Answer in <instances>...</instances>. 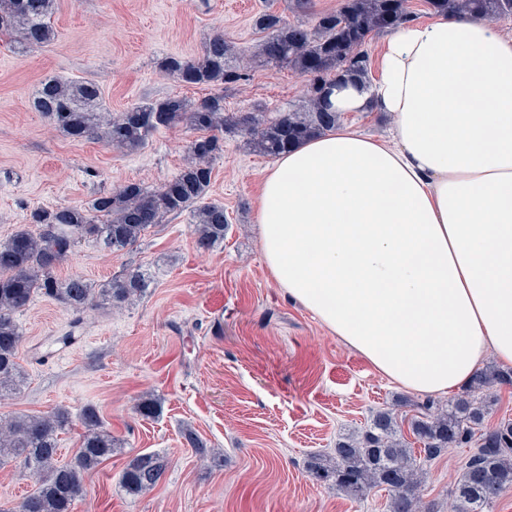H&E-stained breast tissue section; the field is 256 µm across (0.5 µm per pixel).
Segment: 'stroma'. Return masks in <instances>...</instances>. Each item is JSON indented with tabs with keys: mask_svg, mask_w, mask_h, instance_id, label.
I'll use <instances>...</instances> for the list:
<instances>
[{
	"mask_svg": "<svg viewBox=\"0 0 512 512\" xmlns=\"http://www.w3.org/2000/svg\"><path fill=\"white\" fill-rule=\"evenodd\" d=\"M343 2L308 0L303 12L297 0H56L52 44L22 53L0 36V241L35 209L82 205L128 182L153 189L186 162L192 135L181 126L158 130L132 153L66 137L31 106L43 79L94 82L114 113L169 95L195 101L212 88L162 75L163 60L200 57L217 33L240 59L262 39L257 13L294 23ZM305 84L288 68L257 67L249 81L224 86V110L274 118L299 104ZM271 163L241 135H225L205 200L223 205L229 226L211 251L197 250L185 213L148 229L129 251L81 242L56 270L103 284L141 267L149 286L133 304L77 314L39 295L17 314L27 384L0 405V417L67 410L60 445L68 460L91 404L117 443L85 475L73 512H389L386 490L351 498L312 479L309 463L360 435L378 410L410 417L419 404L444 407L449 398L399 387L276 285L256 223ZM144 397L158 400L155 418L137 413ZM188 429L220 454L221 466L199 460L183 438ZM151 451L168 460L163 479L128 494L120 484L128 457ZM470 454L451 448L427 462L420 496L434 512H448ZM34 487L21 462L0 467V512Z\"/></svg>",
	"mask_w": 512,
	"mask_h": 512,
	"instance_id": "stroma-1",
	"label": "stroma"
}]
</instances>
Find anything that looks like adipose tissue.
I'll list each match as a JSON object with an SVG mask.
<instances>
[{
  "label": "adipose tissue",
  "mask_w": 512,
  "mask_h": 512,
  "mask_svg": "<svg viewBox=\"0 0 512 512\" xmlns=\"http://www.w3.org/2000/svg\"><path fill=\"white\" fill-rule=\"evenodd\" d=\"M336 112L393 116L278 156L258 201L274 280L405 390L512 366V38L452 15L401 24ZM342 122L375 137L386 136L392 127V118L381 112H363L357 115L345 116Z\"/></svg>",
  "instance_id": "adipose-tissue-1"
}]
</instances>
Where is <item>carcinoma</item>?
<instances>
[{
	"instance_id": "carcinoma-1",
	"label": "carcinoma",
	"mask_w": 512,
	"mask_h": 512,
	"mask_svg": "<svg viewBox=\"0 0 512 512\" xmlns=\"http://www.w3.org/2000/svg\"><path fill=\"white\" fill-rule=\"evenodd\" d=\"M436 13H451L489 21L512 13V0H426ZM55 0H0V32L13 33L25 49L51 44ZM410 0H345L336 11L312 21L287 23L264 12L255 26L264 33L252 65L286 67L308 77L302 103L266 120L255 112L224 113V99L192 102L177 95L135 106L114 115L103 110L100 89L91 82L57 78L41 81L32 97L35 111L51 118L60 131L75 140H97L135 152L160 128L182 126L198 133L187 146L183 169L158 188L127 183L103 193L88 206L62 205L37 209L31 224L0 243V402L22 391L24 373L18 362L23 341L15 315L41 294L64 307L82 312L96 302L121 308L142 296L145 273L130 267L111 281L97 285L81 276L60 278L56 269L82 239L104 252L132 249L149 228L189 212L196 247L209 251L224 242L228 219L224 206L202 203L211 185L213 161L223 151L224 133L241 134L256 153L277 157L297 144L336 127L337 113L329 110L327 90L363 78L368 72L364 50L369 37L410 21ZM231 46L224 34L209 38L197 59L167 58L162 68L191 85H222L249 79L247 70L231 65ZM512 385V369L480 370L469 388ZM488 408L461 396L447 409L424 405L410 423L415 442L398 434V415L380 411L358 439L336 443L329 459L309 464L314 478L331 482L336 490L363 498L375 488L390 497V512H433L424 506L418 488L423 465L448 448L478 443L453 494L454 512H492L501 494L512 488V422L488 426ZM70 424L69 413L55 409L41 415L16 414L0 418V466L23 461L35 489L4 512H73L84 495V476L112 457L116 442L103 429L98 412L84 409L81 444L69 462L61 460L59 435ZM188 445L202 461L220 459L189 430ZM423 454L419 458L415 453ZM168 461L156 452L131 456L121 474L124 490L133 495L154 489L163 479Z\"/></svg>"
}]
</instances>
